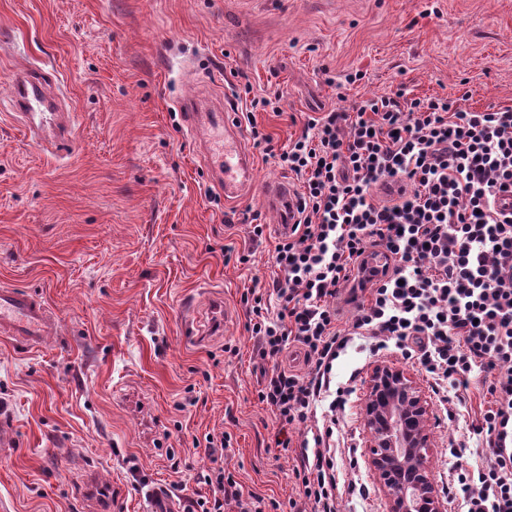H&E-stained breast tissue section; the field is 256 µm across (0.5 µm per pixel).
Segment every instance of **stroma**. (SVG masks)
I'll use <instances>...</instances> for the list:
<instances>
[{
  "mask_svg": "<svg viewBox=\"0 0 512 512\" xmlns=\"http://www.w3.org/2000/svg\"><path fill=\"white\" fill-rule=\"evenodd\" d=\"M20 68L52 75L72 148L43 152L12 117ZM399 86L471 110L512 104V0H0V289L39 293L56 321L35 348L0 335V512H153L154 490L184 512L213 494L197 475L220 433L225 472L265 512L298 499L296 455L276 447L257 397L288 358L254 357L241 300L272 275L264 188L290 174L245 137L253 188L225 201L177 111L193 94L241 108L281 94L280 113L255 114L280 148L309 116ZM378 367L407 373L427 404L435 487L451 446H483L467 429L478 388L439 402L418 366L354 341L333 367L355 388L336 465L370 495L344 496L339 512H389L364 415Z\"/></svg>",
  "mask_w": 512,
  "mask_h": 512,
  "instance_id": "stroma-1",
  "label": "stroma"
}]
</instances>
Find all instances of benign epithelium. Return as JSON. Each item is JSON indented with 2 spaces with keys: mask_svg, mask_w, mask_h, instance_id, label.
<instances>
[{
  "mask_svg": "<svg viewBox=\"0 0 512 512\" xmlns=\"http://www.w3.org/2000/svg\"><path fill=\"white\" fill-rule=\"evenodd\" d=\"M372 464L388 488L389 512H442L428 468L430 444L421 429L427 410L402 372L378 368L366 402Z\"/></svg>",
  "mask_w": 512,
  "mask_h": 512,
  "instance_id": "benign-epithelium-1",
  "label": "benign epithelium"
}]
</instances>
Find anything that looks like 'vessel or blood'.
Segmentation results:
<instances>
[{
  "label": "vessel or blood",
  "instance_id": "vessel-or-blood-1",
  "mask_svg": "<svg viewBox=\"0 0 512 512\" xmlns=\"http://www.w3.org/2000/svg\"><path fill=\"white\" fill-rule=\"evenodd\" d=\"M46 81L39 72L13 71L11 100L30 138L49 141L62 149L73 144L71 123H49L46 114L44 89ZM183 118L191 133L200 137L199 144L211 157L209 167L215 171L214 182L224 191L228 200L242 198L252 183L253 160L246 151L236 111L232 104L221 102L215 111H201L197 100L182 103ZM269 206L279 214L280 233L291 231L298 220L296 198L285 184L274 183L266 188ZM391 258L384 246L370 247L359 261L358 281H365L369 270H384ZM49 310L41 296L15 288L0 289V333L17 337L24 346L40 343L48 329Z\"/></svg>",
  "mask_w": 512,
  "mask_h": 512
}]
</instances>
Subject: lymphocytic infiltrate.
<instances>
[{
    "label": "lymphocytic infiltrate",
    "mask_w": 512,
    "mask_h": 512,
    "mask_svg": "<svg viewBox=\"0 0 512 512\" xmlns=\"http://www.w3.org/2000/svg\"><path fill=\"white\" fill-rule=\"evenodd\" d=\"M277 160L301 184L299 220L274 248L271 293L252 289L241 300L260 359L293 344L306 356V372L276 371L258 392L276 445L298 450L301 498L290 512L302 501L338 512L343 496L369 493L341 484L336 466L337 413L354 389L332 386L331 374L357 339L417 364L442 402L484 372L486 407L471 430L489 453L472 462L456 451L448 501L461 512H512V105L472 111L450 96L373 95L309 117ZM371 245L393 265L361 289L349 317L339 298ZM301 424L296 444L290 432ZM206 442L211 465L201 477L214 494L193 512H264L262 498L224 474L227 436Z\"/></svg>",
    "instance_id": "1"
}]
</instances>
